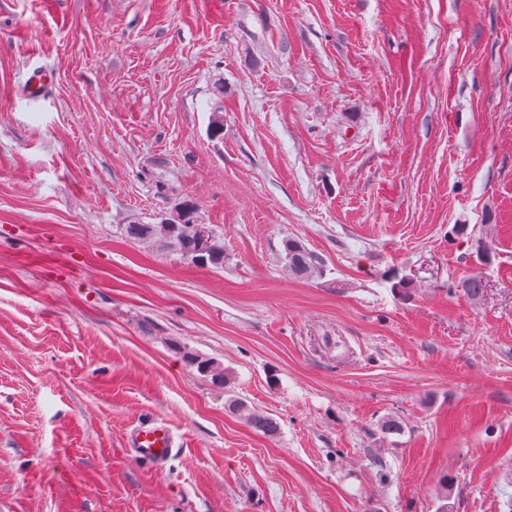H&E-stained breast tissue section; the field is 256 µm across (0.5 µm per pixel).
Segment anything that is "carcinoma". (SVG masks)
Returning <instances> with one entry per match:
<instances>
[{"instance_id": "cac0c4a2", "label": "carcinoma", "mask_w": 512, "mask_h": 512, "mask_svg": "<svg viewBox=\"0 0 512 512\" xmlns=\"http://www.w3.org/2000/svg\"><path fill=\"white\" fill-rule=\"evenodd\" d=\"M185 215L182 220L163 219L157 224L123 225L124 235L134 241L142 243L159 244L172 248L182 257L186 258L195 249L196 224L194 205L191 201H185ZM288 271L297 278H312L323 273L321 259L309 251L301 242L289 239L285 242ZM207 269H221L224 267V239L215 234L212 237L209 251L206 254ZM484 279L479 273L448 285V292H459L470 300L478 299L483 293ZM173 350L179 354L181 360L190 368L224 389L228 395L225 407L246 420L255 431L264 435H274L279 430V423L272 417L257 412L247 406L242 400L230 396L229 386L231 377L224 371L222 364L212 358L199 354L194 349L180 343L173 344Z\"/></svg>"}]
</instances>
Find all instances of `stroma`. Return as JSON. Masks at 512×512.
<instances>
[{
	"instance_id": "35a3bbf8",
	"label": "stroma",
	"mask_w": 512,
	"mask_h": 512,
	"mask_svg": "<svg viewBox=\"0 0 512 512\" xmlns=\"http://www.w3.org/2000/svg\"><path fill=\"white\" fill-rule=\"evenodd\" d=\"M0 512H512V0H0ZM185 215L182 220L176 219H161L158 224H135L123 225L124 235L134 241L142 243L159 244L172 248L177 251L182 257L193 263L194 265H201L200 268L204 269H221L224 266V239L213 231V237L207 224H199L197 227L199 247L196 255L193 258L194 263L188 255L195 249L196 245V224L194 205L191 201H185ZM174 224H166L167 222ZM209 251L206 254L207 263L205 266V245L210 241ZM196 265V266H197ZM199 267V266H197ZM288 271L297 278H312L323 273L321 259L301 242L288 239L285 242ZM484 289V279L480 273H473L470 276L459 280L458 283H452L448 286L449 293L458 291L470 300H477ZM172 347L186 365L196 370L198 374L209 378L214 385L224 388V394L229 395L225 407L230 412L243 416L251 428L264 435L270 436L278 432L279 423L274 418L249 408L242 400L230 395L231 377L224 371L222 364L212 358L202 356L186 345L174 343ZM174 439L166 423L158 420L141 423L131 434L129 446L134 457L162 465L172 455Z\"/></svg>"
}]
</instances>
